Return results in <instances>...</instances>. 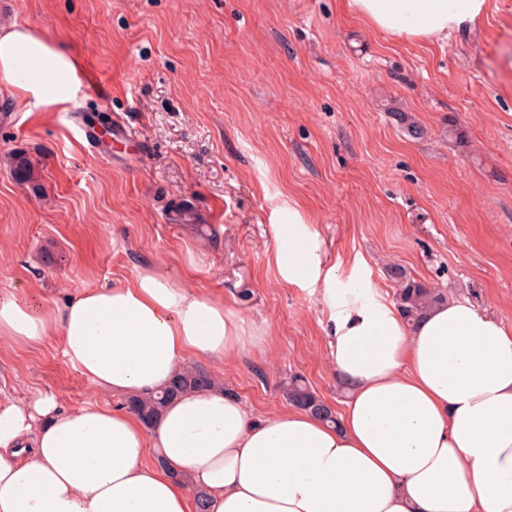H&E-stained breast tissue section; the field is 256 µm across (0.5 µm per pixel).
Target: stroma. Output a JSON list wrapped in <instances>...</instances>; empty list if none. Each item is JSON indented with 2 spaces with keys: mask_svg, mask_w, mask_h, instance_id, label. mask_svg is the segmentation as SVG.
I'll use <instances>...</instances> for the list:
<instances>
[{
  "mask_svg": "<svg viewBox=\"0 0 512 512\" xmlns=\"http://www.w3.org/2000/svg\"><path fill=\"white\" fill-rule=\"evenodd\" d=\"M12 2L0 29L63 45L85 81L45 112L0 84V298L167 276L262 336L212 370L257 414L289 409L293 374L343 409L325 306L274 262L291 214L339 281L361 274L391 301L398 267L512 326V0L443 45L380 36L345 0ZM71 112L132 134L88 152ZM41 394L122 404L61 336L0 342V398Z\"/></svg>",
  "mask_w": 512,
  "mask_h": 512,
  "instance_id": "stroma-1",
  "label": "stroma"
}]
</instances>
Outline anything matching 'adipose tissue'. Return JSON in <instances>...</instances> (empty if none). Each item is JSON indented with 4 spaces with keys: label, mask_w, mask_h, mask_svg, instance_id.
<instances>
[{
    "label": "adipose tissue",
    "mask_w": 512,
    "mask_h": 512,
    "mask_svg": "<svg viewBox=\"0 0 512 512\" xmlns=\"http://www.w3.org/2000/svg\"><path fill=\"white\" fill-rule=\"evenodd\" d=\"M487 0H347L375 33L437 43ZM0 82L47 109L79 89L66 49L0 31ZM282 277L318 288L328 359L348 388L339 426L307 411L256 415L223 385L171 400L151 428L126 409L0 402V512H512V326L451 299L409 322L362 277L336 285L322 241L280 226ZM59 334L100 391L142 396L251 345L222 302L151 272L51 308L0 299V340Z\"/></svg>",
    "instance_id": "1"
}]
</instances>
